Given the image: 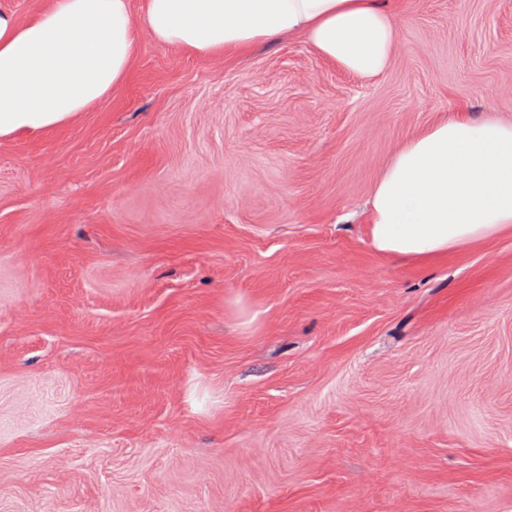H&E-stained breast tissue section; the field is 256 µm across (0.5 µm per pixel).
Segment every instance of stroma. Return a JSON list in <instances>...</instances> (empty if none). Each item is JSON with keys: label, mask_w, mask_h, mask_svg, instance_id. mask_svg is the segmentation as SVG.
I'll list each match as a JSON object with an SVG mask.
<instances>
[{"label": "stroma", "mask_w": 512, "mask_h": 512, "mask_svg": "<svg viewBox=\"0 0 512 512\" xmlns=\"http://www.w3.org/2000/svg\"><path fill=\"white\" fill-rule=\"evenodd\" d=\"M388 70L140 26L126 81L0 139V512H512V236L370 245L448 112L512 119V0H412Z\"/></svg>", "instance_id": "35a3bbf8"}]
</instances>
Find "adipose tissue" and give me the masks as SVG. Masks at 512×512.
I'll return each mask as SVG.
<instances>
[{
	"label": "adipose tissue",
	"mask_w": 512,
	"mask_h": 512,
	"mask_svg": "<svg viewBox=\"0 0 512 512\" xmlns=\"http://www.w3.org/2000/svg\"><path fill=\"white\" fill-rule=\"evenodd\" d=\"M407 0H144L159 44L200 55L304 38L361 76L384 72ZM130 0H50L21 22L0 10V138L54 130L129 76ZM512 235V120L456 110L402 143L375 180L368 236L383 255L427 264Z\"/></svg>",
	"instance_id": "obj_1"
}]
</instances>
